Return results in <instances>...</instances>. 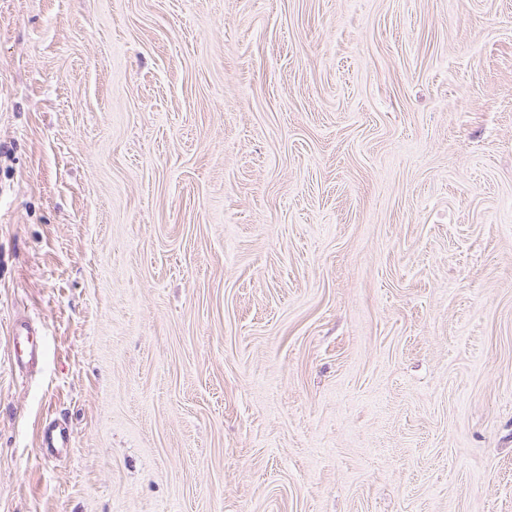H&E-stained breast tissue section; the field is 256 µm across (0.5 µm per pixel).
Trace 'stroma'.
I'll return each instance as SVG.
<instances>
[{"label": "stroma", "mask_w": 512, "mask_h": 512, "mask_svg": "<svg viewBox=\"0 0 512 512\" xmlns=\"http://www.w3.org/2000/svg\"><path fill=\"white\" fill-rule=\"evenodd\" d=\"M0 512H512V0H0ZM13 356L19 369L35 366L41 357V349L37 341L38 332L34 325L25 318H17L13 322ZM71 433L65 427L57 425L48 426L43 429L41 436V447L50 450L51 453L58 454L62 450L71 448Z\"/></svg>", "instance_id": "1"}]
</instances>
